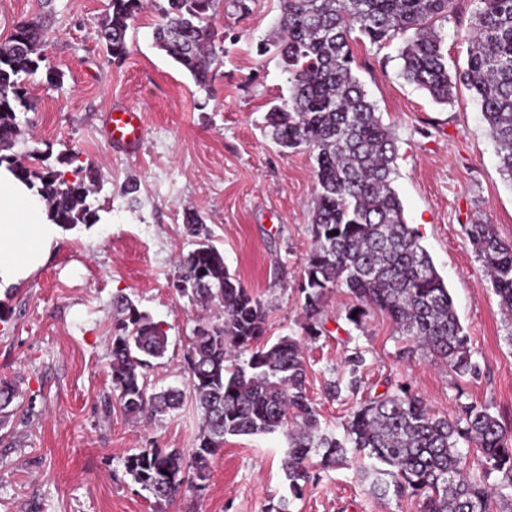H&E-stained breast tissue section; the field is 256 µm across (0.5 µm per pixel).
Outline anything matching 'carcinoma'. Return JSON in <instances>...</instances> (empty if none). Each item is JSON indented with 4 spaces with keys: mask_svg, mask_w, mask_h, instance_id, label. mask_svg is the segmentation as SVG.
I'll use <instances>...</instances> for the list:
<instances>
[{
    "mask_svg": "<svg viewBox=\"0 0 512 512\" xmlns=\"http://www.w3.org/2000/svg\"><path fill=\"white\" fill-rule=\"evenodd\" d=\"M51 2L44 0L43 12L0 40V163L32 186L40 182L53 221L67 227L96 217L86 203L99 182L95 165L68 181L58 170L37 169L35 154H3L17 135L16 110L33 107L27 77L43 68L49 83H61L44 52L54 23ZM164 2L155 43L207 91L223 63L224 33L215 24L223 0ZM278 2L274 37L259 52L277 53L288 73L289 97L265 113L264 129L281 148L308 152L316 163L313 245L300 285L305 335L326 332L322 300L344 288L356 301L347 313L354 325L378 309L407 341L429 350L457 376H478L447 285L406 223L392 186L396 141L354 73L352 43L366 40L380 48L409 34L400 52L402 77L445 105L459 89L468 90L496 145L500 172L512 182V0H477L464 35L467 61L452 72L438 23L454 14L455 0ZM143 10L144 0H109L98 39L111 62L119 65L128 56L127 31ZM186 231L194 248L176 262L169 287L191 305L222 308L224 320L198 325L184 357L203 415L190 458L177 449L145 448L125 461L132 482L156 502H168L183 489L202 490L211 457L226 436L276 431L288 439L284 470L294 498L315 480L312 468H334L351 450L374 460L366 472L372 493L420 497L423 512H493V500L512 491V443L498 418L473 403L452 418L438 417L401 387L364 400L343 439L318 433L299 342L283 337L259 343L265 332L261 302L229 272L197 215H188ZM467 236L500 306L512 316V244L480 221L469 225ZM112 306V386L121 408L131 417L178 408V388L150 393L143 377L150 360L167 350L163 326L125 294L113 296ZM246 351L249 358L240 360ZM18 395L12 383L0 381L1 418L10 415ZM493 473L501 474L499 482H489Z\"/></svg>",
    "mask_w": 512,
    "mask_h": 512,
    "instance_id": "1",
    "label": "carcinoma"
}]
</instances>
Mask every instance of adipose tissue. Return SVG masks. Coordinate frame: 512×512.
<instances>
[{
  "label": "adipose tissue",
  "mask_w": 512,
  "mask_h": 512,
  "mask_svg": "<svg viewBox=\"0 0 512 512\" xmlns=\"http://www.w3.org/2000/svg\"><path fill=\"white\" fill-rule=\"evenodd\" d=\"M60 238L37 190L0 165V290L20 285L43 267Z\"/></svg>",
  "instance_id": "ef3b65f1"
}]
</instances>
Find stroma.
<instances>
[{
    "mask_svg": "<svg viewBox=\"0 0 512 512\" xmlns=\"http://www.w3.org/2000/svg\"><path fill=\"white\" fill-rule=\"evenodd\" d=\"M248 5L245 13L220 10L224 63L203 91L156 47L155 8L132 23L129 54L116 65L97 37L108 0H53L46 52L63 81L48 83L42 71L29 77L34 107L18 111L12 151L41 152L56 170L71 157L94 163L100 182L89 201L97 221L64 228L50 260L23 287L0 293V379L20 392L18 411L0 425V512H270L288 496V442L279 432L227 438L205 489L170 502L156 503L125 472L126 457L145 448L190 452L202 430L184 355L198 323L223 313L191 306L169 286L176 259L192 248L189 211L262 303L265 342H303L321 433L343 438L360 402L405 386L439 416L461 403L486 406L512 437V317L466 235L484 221L512 242V183L499 171L479 105L465 90L440 105L406 82L401 40L353 46V69L396 139L394 187L405 219L448 286L479 376L458 377L421 349L400 357L407 341L392 320L374 311L354 326L343 289L323 299L325 333L307 337L299 283L312 245L315 161L281 151L261 131L268 108L288 99V74L273 54L257 51L276 27V0ZM475 9V0H456L439 25L449 65L466 59L461 33ZM116 106L144 114L137 154L105 136V116ZM129 180L139 184L132 198L121 193ZM118 293L162 323L168 349L146 368V384L152 392L182 389L180 409L133 419L117 404L110 339ZM356 352L364 358L356 392L329 398V383H348L345 360ZM368 465L349 455L306 485L290 512H421L417 498L373 494L363 477Z\"/></svg>",
    "mask_w": 512,
    "mask_h": 512,
    "instance_id": "1",
    "label": "stroma"
}]
</instances>
